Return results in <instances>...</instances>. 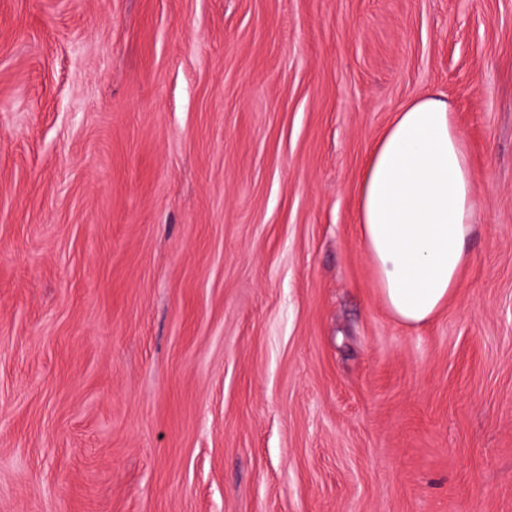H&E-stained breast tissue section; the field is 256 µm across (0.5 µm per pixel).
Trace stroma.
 Returning a JSON list of instances; mask_svg holds the SVG:
<instances>
[{
    "instance_id": "35a3bbf8",
    "label": "stroma",
    "mask_w": 512,
    "mask_h": 512,
    "mask_svg": "<svg viewBox=\"0 0 512 512\" xmlns=\"http://www.w3.org/2000/svg\"><path fill=\"white\" fill-rule=\"evenodd\" d=\"M427 92L478 219L413 328L357 185ZM0 512H512V0H0Z\"/></svg>"
}]
</instances>
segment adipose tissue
I'll return each instance as SVG.
<instances>
[{
    "mask_svg": "<svg viewBox=\"0 0 512 512\" xmlns=\"http://www.w3.org/2000/svg\"><path fill=\"white\" fill-rule=\"evenodd\" d=\"M477 198L447 101L430 92L403 104L362 169L356 216L382 300L400 323H427L454 294Z\"/></svg>",
    "mask_w": 512,
    "mask_h": 512,
    "instance_id": "obj_1",
    "label": "adipose tissue"
}]
</instances>
